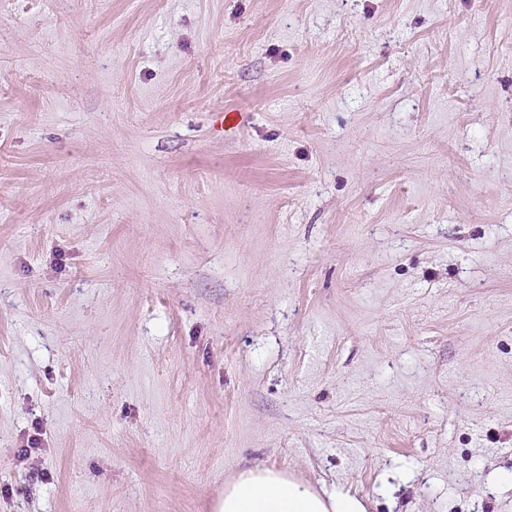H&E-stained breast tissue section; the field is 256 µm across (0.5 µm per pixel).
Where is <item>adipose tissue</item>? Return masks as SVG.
Here are the masks:
<instances>
[{
  "label": "adipose tissue",
  "instance_id": "ef3b65f1",
  "mask_svg": "<svg viewBox=\"0 0 512 512\" xmlns=\"http://www.w3.org/2000/svg\"><path fill=\"white\" fill-rule=\"evenodd\" d=\"M216 512H366V508L353 496L320 494L285 472L256 468L225 485Z\"/></svg>",
  "mask_w": 512,
  "mask_h": 512
}]
</instances>
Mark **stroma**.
<instances>
[{"mask_svg": "<svg viewBox=\"0 0 512 512\" xmlns=\"http://www.w3.org/2000/svg\"><path fill=\"white\" fill-rule=\"evenodd\" d=\"M254 468L512 512V0H0V512Z\"/></svg>", "mask_w": 512, "mask_h": 512, "instance_id": "35a3bbf8", "label": "stroma"}]
</instances>
